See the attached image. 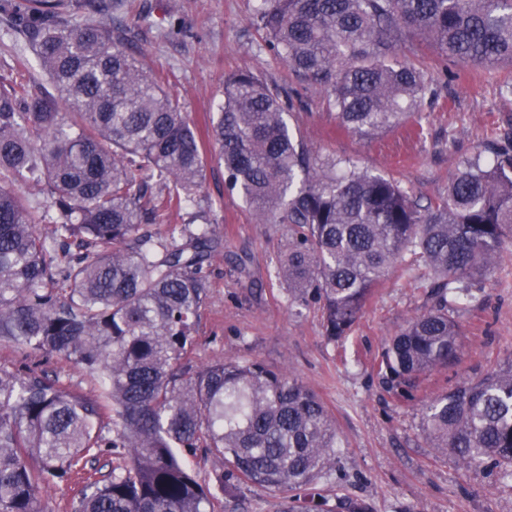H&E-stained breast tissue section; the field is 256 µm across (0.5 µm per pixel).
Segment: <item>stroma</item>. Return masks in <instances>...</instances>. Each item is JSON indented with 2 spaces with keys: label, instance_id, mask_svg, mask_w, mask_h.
Instances as JSON below:
<instances>
[{
  "label": "stroma",
  "instance_id": "obj_1",
  "mask_svg": "<svg viewBox=\"0 0 512 512\" xmlns=\"http://www.w3.org/2000/svg\"><path fill=\"white\" fill-rule=\"evenodd\" d=\"M128 2L133 11L151 16L150 23L134 27L132 53L163 76L191 125L202 132L217 116L225 76L250 71L288 94L286 122L295 136L323 156L391 175L427 200L447 194L459 161L487 136L512 127V98L498 93L499 84L512 80L506 63L490 71L460 67L451 82L446 74L452 61L407 36L414 47L409 58L434 79L437 99L420 112V137L398 129L367 140L337 131L323 87L297 79L269 50L253 24L257 0ZM174 22L183 27L182 35H168ZM200 205L209 208L227 253L212 262L193 358L259 360L319 395L342 440L335 472L320 483L325 494L368 500L374 512H512V480L492 470L462 469L421 428L424 400L512 358V247L461 319L459 362L424 377L415 400L408 401L383 383L374 364L390 338L430 306L421 270L391 275L375 289L352 335L334 343L324 335L321 311L289 308L276 277L287 227L257 223L252 207L226 191L224 168L214 162L206 170ZM23 364L59 377L73 393L98 392L93 378L73 362L29 357L0 341V366Z\"/></svg>",
  "mask_w": 512,
  "mask_h": 512
}]
</instances>
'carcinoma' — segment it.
Wrapping results in <instances>:
<instances>
[{"label":"carcinoma","mask_w":512,"mask_h":512,"mask_svg":"<svg viewBox=\"0 0 512 512\" xmlns=\"http://www.w3.org/2000/svg\"><path fill=\"white\" fill-rule=\"evenodd\" d=\"M122 7L0 0L20 41L0 88V341L64 357L101 387L77 395L0 367V512H45L42 492L74 475V512H214L250 487L281 495L283 512H372L313 491L341 447L313 390L258 360L192 359L224 251L215 226L199 213L168 239L151 226L196 205L216 158L228 192L262 223L288 225L276 276L289 308L322 310L333 342L389 274L422 264L434 303L376 361L412 400L417 377L456 363L459 314L512 244V131L463 158L447 195L423 205L395 178L292 136L281 89L238 72L224 79L210 155L129 51L126 28L112 26ZM255 24L289 71L324 86L338 128L366 138L436 96L397 57L404 31L453 61L512 64V0H261ZM27 50L53 92L27 79ZM422 430L463 468L512 479V360L431 399ZM197 455L221 464L213 482L188 465ZM107 456L121 464L104 474Z\"/></svg>","instance_id":"carcinoma-1"}]
</instances>
